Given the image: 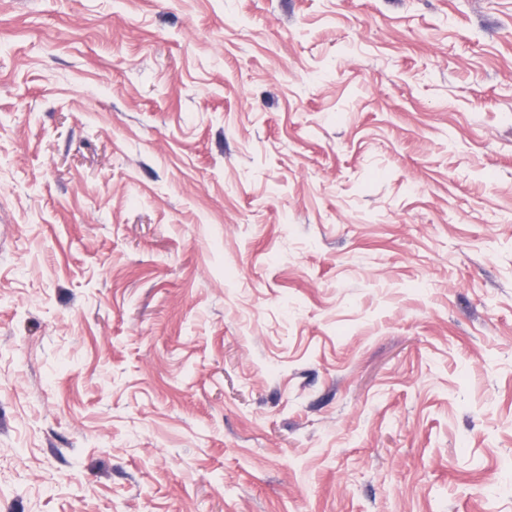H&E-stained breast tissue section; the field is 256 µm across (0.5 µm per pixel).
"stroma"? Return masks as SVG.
<instances>
[{
	"instance_id": "1",
	"label": "stroma",
	"mask_w": 512,
	"mask_h": 512,
	"mask_svg": "<svg viewBox=\"0 0 512 512\" xmlns=\"http://www.w3.org/2000/svg\"><path fill=\"white\" fill-rule=\"evenodd\" d=\"M0 512H512V0H0Z\"/></svg>"
}]
</instances>
